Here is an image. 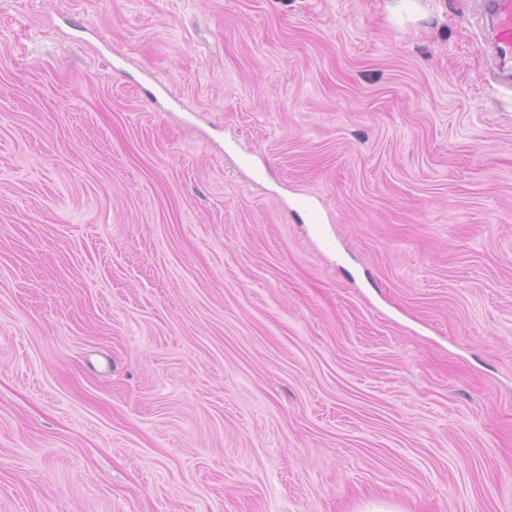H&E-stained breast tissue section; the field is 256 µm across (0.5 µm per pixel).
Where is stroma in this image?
I'll use <instances>...</instances> for the list:
<instances>
[{"label": "stroma", "instance_id": "1", "mask_svg": "<svg viewBox=\"0 0 512 512\" xmlns=\"http://www.w3.org/2000/svg\"><path fill=\"white\" fill-rule=\"evenodd\" d=\"M474 9L0 0V512H512Z\"/></svg>", "mask_w": 512, "mask_h": 512}]
</instances>
